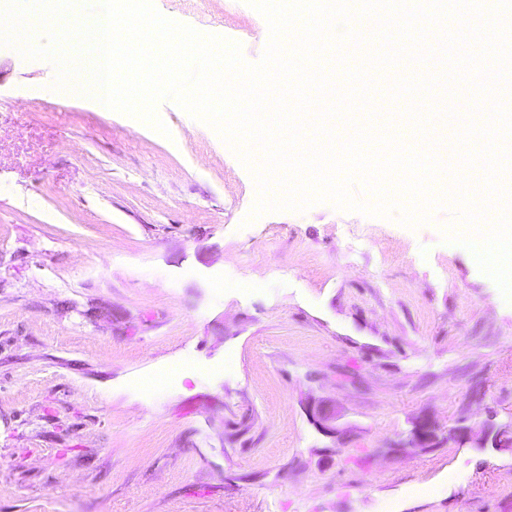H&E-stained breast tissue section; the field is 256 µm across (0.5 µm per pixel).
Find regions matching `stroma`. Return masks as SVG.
I'll list each match as a JSON object with an SVG mask.
<instances>
[{"label": "stroma", "mask_w": 512, "mask_h": 512, "mask_svg": "<svg viewBox=\"0 0 512 512\" xmlns=\"http://www.w3.org/2000/svg\"><path fill=\"white\" fill-rule=\"evenodd\" d=\"M153 4L263 56L246 0ZM57 75L0 46V512H512V447L447 439L512 420V303L468 249L326 202L249 219L210 126ZM305 409L310 423L318 432L326 436H336L340 433V429L336 427L338 411L335 405L311 398L307 401ZM438 428L429 418H418L412 423L408 444L412 448H433L438 440Z\"/></svg>", "instance_id": "obj_1"}]
</instances>
